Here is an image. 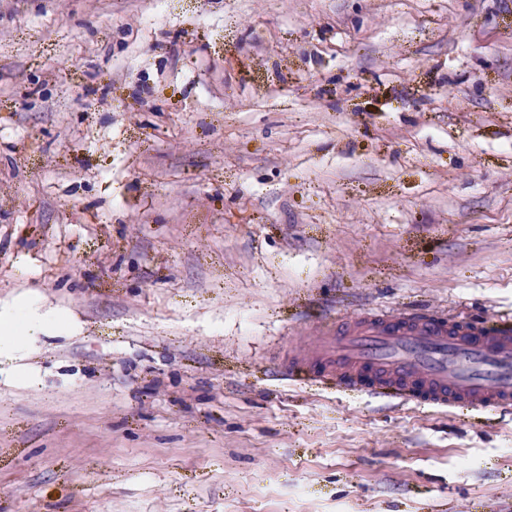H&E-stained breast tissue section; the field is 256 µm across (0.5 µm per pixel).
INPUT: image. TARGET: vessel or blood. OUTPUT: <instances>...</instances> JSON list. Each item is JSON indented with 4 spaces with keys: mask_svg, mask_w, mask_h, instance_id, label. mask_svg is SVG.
I'll use <instances>...</instances> for the list:
<instances>
[{
    "mask_svg": "<svg viewBox=\"0 0 512 512\" xmlns=\"http://www.w3.org/2000/svg\"><path fill=\"white\" fill-rule=\"evenodd\" d=\"M280 366L298 383L352 392L391 386L422 406L491 412L512 407V311L482 321L374 311L321 329Z\"/></svg>",
    "mask_w": 512,
    "mask_h": 512,
    "instance_id": "1",
    "label": "vessel or blood"
}]
</instances>
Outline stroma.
Segmentation results:
<instances>
[{"mask_svg":"<svg viewBox=\"0 0 512 512\" xmlns=\"http://www.w3.org/2000/svg\"><path fill=\"white\" fill-rule=\"evenodd\" d=\"M0 512H512V410L290 382L512 309V0H0ZM29 315L20 309L8 319H0V339L20 343L26 340L33 329Z\"/></svg>","mask_w":512,"mask_h":512,"instance_id":"35a3bbf8","label":"stroma"}]
</instances>
